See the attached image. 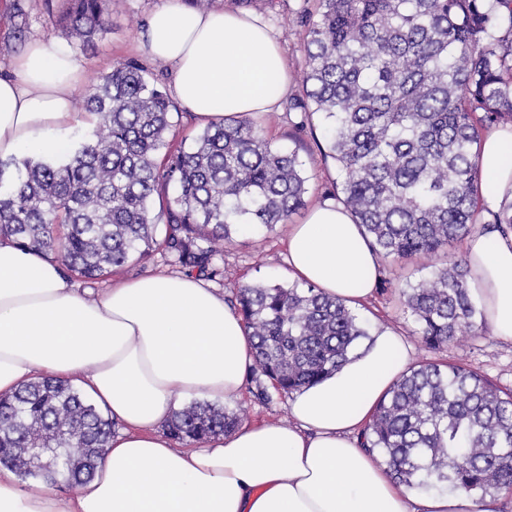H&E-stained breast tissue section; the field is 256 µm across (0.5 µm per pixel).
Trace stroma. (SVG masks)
Here are the masks:
<instances>
[{"label": "stroma", "mask_w": 512, "mask_h": 512, "mask_svg": "<svg viewBox=\"0 0 512 512\" xmlns=\"http://www.w3.org/2000/svg\"><path fill=\"white\" fill-rule=\"evenodd\" d=\"M162 0H106L109 17L107 32L84 44L67 36L64 12L67 0H24V14H16L13 0H0V77L11 76L12 62L25 42L42 41L69 50L83 64L80 84L74 93L82 99L91 80L111 71L116 62L133 60L163 89H170L172 79L167 68L154 62L146 50V26L150 13ZM315 0H251L247 13L259 16L282 37L281 45L291 77L286 100L259 119L264 136L273 147L296 152L307 179V206L290 218L289 224L304 223L310 207L334 200L341 176L331 158L326 157L323 118L301 108L305 95L297 79L306 63V16L315 10ZM24 28V40H17V28ZM289 224H280L270 232L246 233L226 245L216 264L220 273L212 278L213 287L222 289L225 299H232V283H267L291 286L285 238ZM462 242L455 241L432 259L392 262L380 260L378 283L372 297L355 313L370 330L387 328L404 336L414 361L443 360L459 363L481 374L512 393V344L497 340L490 331L466 338L447 349L426 348L417 334V324L402 294L407 285L427 278L436 267L463 256ZM289 395L273 389L269 379L247 374L238 406L245 408L243 424L277 423L289 420Z\"/></svg>", "instance_id": "1"}]
</instances>
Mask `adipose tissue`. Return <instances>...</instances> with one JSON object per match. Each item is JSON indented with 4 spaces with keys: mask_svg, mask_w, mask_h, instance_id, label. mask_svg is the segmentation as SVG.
I'll return each mask as SVG.
<instances>
[{
    "mask_svg": "<svg viewBox=\"0 0 512 512\" xmlns=\"http://www.w3.org/2000/svg\"><path fill=\"white\" fill-rule=\"evenodd\" d=\"M147 49L168 66L175 97L198 119H259L288 90L281 37L238 11H199L164 0L148 19ZM71 53L31 43L0 78V156L63 151V131L84 123ZM275 81L276 94L264 92ZM481 227L468 236L471 291L485 323L512 343V234L486 231L512 191V127L486 133L476 159ZM288 275L358 306L371 297L378 258L350 212L315 206L288 227ZM396 332L322 380L293 391L288 423L247 425L187 447L163 429L181 400L239 397L253 342L223 293L199 277L118 278L96 295L58 262L0 240V397L64 380L120 424L94 477L75 495L51 496L0 467V512H499L498 499L451 488L398 485L359 435L413 363Z\"/></svg>",
    "mask_w": 512,
    "mask_h": 512,
    "instance_id": "ef3b65f1",
    "label": "adipose tissue"
}]
</instances>
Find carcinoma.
I'll return each instance as SVG.
<instances>
[{
  "mask_svg": "<svg viewBox=\"0 0 512 512\" xmlns=\"http://www.w3.org/2000/svg\"><path fill=\"white\" fill-rule=\"evenodd\" d=\"M68 2L70 37L87 43L107 31L104 0ZM317 2L300 80L344 173L340 201L376 254L432 257L476 224L483 132L512 126V0ZM82 106L95 129L65 154L0 158V236L54 256L69 274L96 279L162 248L212 278L237 235L269 232L306 205L296 152L272 147L246 118L212 123L189 148L171 149L176 106L135 62L94 80ZM403 296L431 350L483 331L463 257ZM234 301L254 340L252 372L285 393L336 371L369 336L312 285H237ZM240 422L236 410L196 401L167 431L200 441ZM111 436L112 421L62 380L0 400V463L24 478L76 488ZM360 439L407 488H512V394L460 364H415ZM36 448L59 449L61 467Z\"/></svg>",
  "mask_w": 512,
  "mask_h": 512,
  "instance_id": "obj_1",
  "label": "carcinoma"
}]
</instances>
